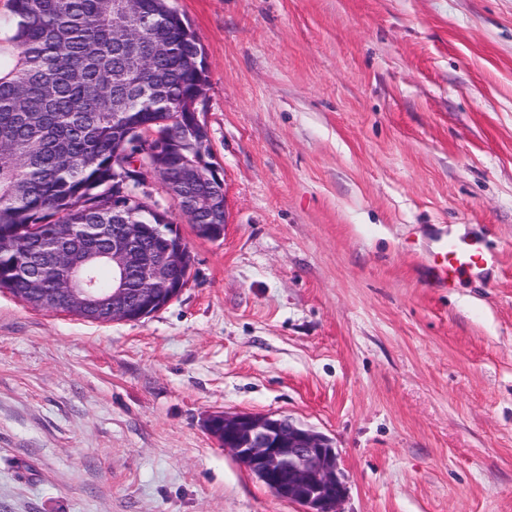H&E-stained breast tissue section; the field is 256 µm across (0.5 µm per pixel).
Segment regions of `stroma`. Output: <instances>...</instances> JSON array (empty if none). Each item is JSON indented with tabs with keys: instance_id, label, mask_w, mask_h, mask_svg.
I'll use <instances>...</instances> for the list:
<instances>
[{
	"instance_id": "obj_1",
	"label": "stroma",
	"mask_w": 512,
	"mask_h": 512,
	"mask_svg": "<svg viewBox=\"0 0 512 512\" xmlns=\"http://www.w3.org/2000/svg\"><path fill=\"white\" fill-rule=\"evenodd\" d=\"M224 237L179 298L91 322L0 289V512H300L211 437L286 415L339 512H512V0H173ZM478 239L484 279L432 278ZM494 261V257L486 253L477 240H445L436 246L431 270L439 282L446 284L461 271H469L480 277L486 267Z\"/></svg>"
}]
</instances>
